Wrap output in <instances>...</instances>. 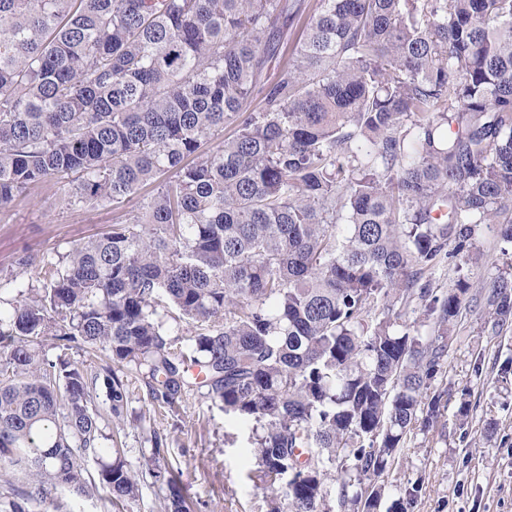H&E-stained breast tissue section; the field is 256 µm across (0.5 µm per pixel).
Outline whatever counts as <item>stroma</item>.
Returning <instances> with one entry per match:
<instances>
[{
	"instance_id": "obj_1",
	"label": "stroma",
	"mask_w": 512,
	"mask_h": 512,
	"mask_svg": "<svg viewBox=\"0 0 512 512\" xmlns=\"http://www.w3.org/2000/svg\"><path fill=\"white\" fill-rule=\"evenodd\" d=\"M68 189L67 180L49 179L0 208L4 298L34 282V267L44 257H58L77 241L109 231L139 206L134 199L120 212L109 206L71 207ZM23 255L32 268H19ZM507 273L512 274V248L483 227L470 261L441 265L429 280L443 291L464 274L478 288ZM511 360L512 326L496 334L477 316L462 319L445 373L432 385L442 395L438 423L431 431L408 435L388 477L390 496L377 512H388L392 499L409 490L415 493L412 512H512V372L501 371ZM129 388L124 418L112 426L120 431L131 466H138L151 448V432H158L166 458L179 467L190 512H268V493L250 479L257 467L255 423L225 413L223 403L203 391L191 393L174 416L149 401L144 378L133 377ZM464 402L469 412L463 418ZM490 422L495 430L489 435Z\"/></svg>"
}]
</instances>
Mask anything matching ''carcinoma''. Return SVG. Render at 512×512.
<instances>
[{
    "label": "carcinoma",
    "instance_id": "carcinoma-1",
    "mask_svg": "<svg viewBox=\"0 0 512 512\" xmlns=\"http://www.w3.org/2000/svg\"><path fill=\"white\" fill-rule=\"evenodd\" d=\"M73 174L69 205L115 209L167 179L0 298V512H112L162 476L158 432L137 472L104 447L95 400L121 417L134 373L160 407L204 389L260 425L270 512H325L334 469L340 507L375 512L437 423L453 328L512 324V275L422 282L481 224L512 245V0H0V207ZM49 339L106 364L54 362ZM167 487L162 512H188Z\"/></svg>",
    "mask_w": 512,
    "mask_h": 512
}]
</instances>
